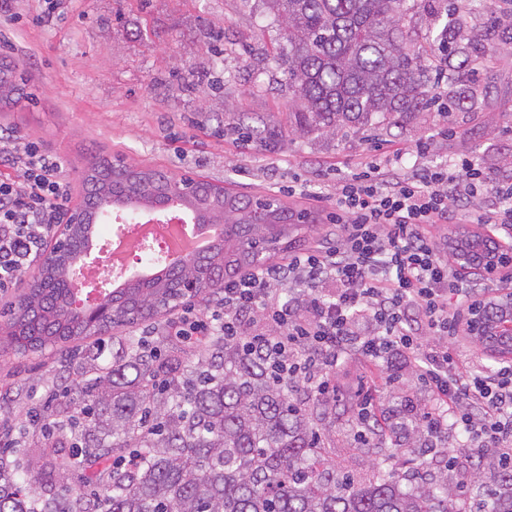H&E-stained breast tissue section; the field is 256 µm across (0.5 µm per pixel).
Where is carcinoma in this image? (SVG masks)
<instances>
[{
  "instance_id": "obj_1",
  "label": "carcinoma",
  "mask_w": 512,
  "mask_h": 512,
  "mask_svg": "<svg viewBox=\"0 0 512 512\" xmlns=\"http://www.w3.org/2000/svg\"><path fill=\"white\" fill-rule=\"evenodd\" d=\"M464 0H265L282 24V55L295 105L294 131L336 137L373 121L394 124L435 103L432 70L448 73L446 118L470 110L474 59L491 42L512 44V9L505 20L469 34ZM444 20L435 35L439 54L408 46L403 18L410 8ZM25 92L17 65L0 57V112ZM171 176L106 156L83 173L71 230V252L93 242L112 211L136 213L169 199ZM201 224L224 229L190 266L175 270L149 259L153 277L111 290L115 327L136 324L143 310L157 316L175 308L181 284L203 275L197 295L223 302L224 284L265 264L251 250L261 242L286 251L299 242L292 208L253 200L200 180L185 199ZM70 252L57 254L26 284L24 304L10 309L6 343L18 353L48 347L61 357V395L42 407V440L25 462L0 456V512H512V464L465 487L443 476L428 484L399 468L357 480L336 470L293 385L271 376L264 361L244 354L220 334L193 346L153 326V340L119 337L112 361L85 342L83 318L71 309ZM68 447L66 454L59 449ZM79 475L89 494L75 499L58 486Z\"/></svg>"
}]
</instances>
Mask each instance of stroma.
Returning <instances> with one entry per match:
<instances>
[{"label": "stroma", "mask_w": 512, "mask_h": 512, "mask_svg": "<svg viewBox=\"0 0 512 512\" xmlns=\"http://www.w3.org/2000/svg\"><path fill=\"white\" fill-rule=\"evenodd\" d=\"M48 27L34 24L44 0H17V21L0 22V53L25 71L36 99L0 113V127L60 158L69 207L80 201L81 173L95 155L220 183L251 198L277 197L313 212L301 231L305 247L325 243L332 230L336 178L384 150L432 139L427 156L406 165L479 161L503 176L512 162V45L490 46L484 88L474 110L444 121L437 108L397 127L372 124L346 138L289 133L292 98L277 53L281 26L264 0H60ZM59 351L15 352L0 346V424L13 425L14 458L27 460L40 439L29 422L59 382ZM334 392L312 407L329 455L358 476L389 465L399 434L384 448H359L355 404L371 395L378 414H406L431 404L410 363L350 354L333 378Z\"/></svg>", "instance_id": "stroma-1"}]
</instances>
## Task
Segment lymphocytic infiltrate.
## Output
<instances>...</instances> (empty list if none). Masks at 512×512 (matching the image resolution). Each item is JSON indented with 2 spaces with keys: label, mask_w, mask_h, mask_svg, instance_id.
I'll list each match as a JSON object with an SVG mask.
<instances>
[{
  "label": "lymphocytic infiltrate",
  "mask_w": 512,
  "mask_h": 512,
  "mask_svg": "<svg viewBox=\"0 0 512 512\" xmlns=\"http://www.w3.org/2000/svg\"><path fill=\"white\" fill-rule=\"evenodd\" d=\"M405 148L354 165L336 187V240L246 272L224 286V303L185 312L171 328L186 343L213 334L272 358L280 379L317 394L353 352L412 357L434 396L425 419L438 434L467 431L472 447L512 461V364L468 373L448 346L486 290L479 272L448 260L433 229L477 210V223L512 224V180L471 160L403 169ZM0 289L16 283L61 220L69 192L61 160L0 131ZM334 283L319 299L311 287ZM373 331L361 333L360 323ZM429 336L431 344L420 341Z\"/></svg>",
  "instance_id": "obj_1"
}]
</instances>
